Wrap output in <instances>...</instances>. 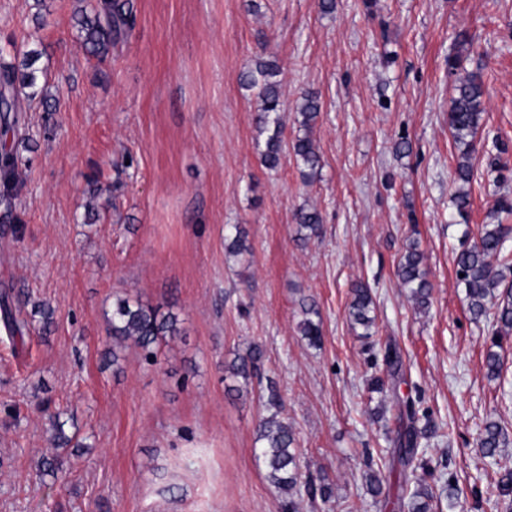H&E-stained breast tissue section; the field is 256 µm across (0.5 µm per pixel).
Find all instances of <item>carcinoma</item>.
Here are the masks:
<instances>
[{
	"mask_svg": "<svg viewBox=\"0 0 512 512\" xmlns=\"http://www.w3.org/2000/svg\"><path fill=\"white\" fill-rule=\"evenodd\" d=\"M83 8L77 18L78 37L86 53L100 61L109 57L112 42L123 26H132V8L128 0H82ZM469 41L462 38L456 42V52L448 58V71L455 75L460 70ZM19 63L6 62L0 57V131L3 135H14L24 119L31 103L36 99H46V86L39 84L33 64L40 56L36 49L21 53ZM277 66L268 61L257 60L255 66L243 72L241 84L255 92L259 102L256 125L261 134H267L263 150L260 151L262 165L270 170L278 169L284 152L291 151L296 159L303 179L313 182L322 169V159L310 136L312 125L321 111L319 93L305 91L296 106V114L301 117L299 127L303 134H297L292 141L283 139L285 123V102L282 99L279 83L274 81ZM485 89L481 76L467 72L453 83V97L448 111V129L458 151L455 168L457 184L451 202L461 215L470 207V184L476 159L477 135L485 112ZM17 156L13 148L0 146V184L3 193L0 199L10 198L14 184L18 180ZM300 239L308 240L321 234L322 215L315 208H301L295 214ZM512 235V227L506 224H480L477 227L473 244L463 248L456 256V274L459 284L465 288L468 312L471 318L479 321L493 314L495 333L512 332V250L507 242ZM229 252L241 254L248 251L245 245V232L234 226V230L224 236ZM424 256L414 241L402 254L397 265L400 286L407 290L415 305L428 308L432 285L423 266ZM353 298L348 306L350 322L362 329L360 336L368 339L376 332L374 301L370 289L356 284L352 289ZM302 318L298 323L300 335L309 344L316 346L321 341V317L316 302H301ZM0 320L9 340L23 338L27 322L13 309L9 294L0 297ZM112 330V365H119L120 352L130 342L141 349L146 361L157 363V348L160 340L167 336L180 335L178 319L171 312L161 311V307L142 302L138 298H125L118 301L110 318ZM261 351L252 348L237 356L231 363V376L245 381L254 376L259 368ZM384 362L389 376L396 378L402 366L398 350L389 346L385 350ZM400 418L408 420L403 437L406 438L408 458L403 465L408 467L416 458L419 439L431 435L429 427L415 426L416 410L414 403L406 401L400 410ZM254 448L256 459L264 467L266 478L286 494H293L300 483L299 459L295 435L288 423L273 414L260 421ZM478 444L484 455L494 457L499 449L506 446V436L495 421L485 423L478 436ZM69 457L53 453L43 457L42 474L59 480L67 473ZM433 495L419 486L409 493L405 506L408 512H430Z\"/></svg>",
	"mask_w": 512,
	"mask_h": 512,
	"instance_id": "obj_1",
	"label": "carcinoma"
}]
</instances>
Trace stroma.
<instances>
[{"mask_svg":"<svg viewBox=\"0 0 512 512\" xmlns=\"http://www.w3.org/2000/svg\"><path fill=\"white\" fill-rule=\"evenodd\" d=\"M130 3L134 24L101 62L77 40L79 0H46L39 24L33 0H0V55L38 48L54 99L26 112L22 183L11 209L0 206V293L28 320L13 346L0 329V512H282L254 456L272 387L296 436L301 512H401L413 484L390 450L406 398L418 425L438 429L417 451L433 512H507L512 495L495 486L512 468V335L494 339L491 320L471 319L455 259L465 231L512 225L494 210L512 196V0H336L330 15L318 0ZM460 32L471 40L463 68L486 89L463 216L450 202L448 131ZM260 57L279 67L285 140L298 133L299 93L321 96L315 182L292 154L274 172L259 161L258 101L239 75ZM403 137L411 151L399 156ZM495 157L504 177L489 172ZM303 205L324 220L305 244L293 218ZM234 224L249 246L238 257L224 242ZM413 240L432 284L425 310L395 275ZM358 281L376 307L367 340L347 316ZM126 296L177 314L181 334L160 343L154 365L126 348L116 373L103 354ZM305 298L320 311L316 347L298 332ZM42 303L51 324L34 312ZM390 344L403 361L396 387L369 395ZM252 345L258 372L225 381ZM58 412L90 447L62 484L38 469ZM490 420L509 439L494 458L477 445ZM371 471L385 478L377 498Z\"/></svg>","mask_w":512,"mask_h":512,"instance_id":"obj_1","label":"stroma"}]
</instances>
